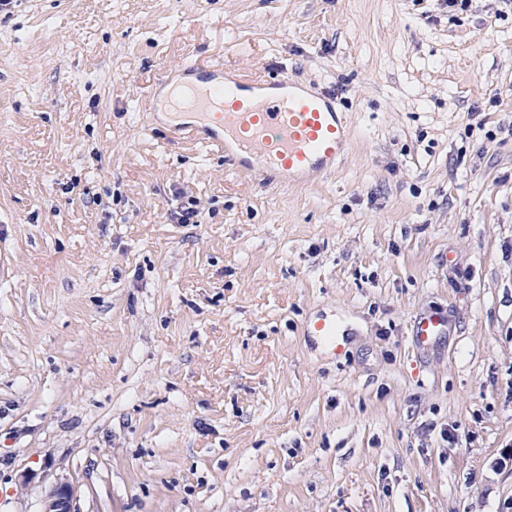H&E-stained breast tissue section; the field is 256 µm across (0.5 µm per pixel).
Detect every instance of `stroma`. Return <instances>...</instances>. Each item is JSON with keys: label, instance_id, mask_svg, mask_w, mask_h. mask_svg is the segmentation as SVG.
<instances>
[{"label": "stroma", "instance_id": "1", "mask_svg": "<svg viewBox=\"0 0 512 512\" xmlns=\"http://www.w3.org/2000/svg\"><path fill=\"white\" fill-rule=\"evenodd\" d=\"M203 59L333 91L344 156L284 186L179 139L157 99ZM57 481L75 512H512V8L0 11V512ZM447 329V320L439 312L422 316L415 324L413 339L416 345L423 346L431 342ZM314 331L316 336H320L326 344L327 354L335 358L336 355H340L343 351L344 342L341 341L337 336L336 323L330 320H322L318 322Z\"/></svg>", "mask_w": 512, "mask_h": 512}]
</instances>
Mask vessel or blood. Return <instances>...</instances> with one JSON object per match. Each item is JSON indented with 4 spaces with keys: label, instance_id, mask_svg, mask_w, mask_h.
<instances>
[{
    "label": "vessel or blood",
    "instance_id": "obj_1",
    "mask_svg": "<svg viewBox=\"0 0 512 512\" xmlns=\"http://www.w3.org/2000/svg\"><path fill=\"white\" fill-rule=\"evenodd\" d=\"M181 75V106L200 121L178 125V132L221 146L241 171L257 169L285 184L305 182L335 166L348 146L346 122L328 89L282 74L269 79L229 74L217 64L193 63ZM446 328L442 313L424 315L415 324L414 342L426 345ZM314 331L329 356L342 353L335 322L320 321Z\"/></svg>",
    "mask_w": 512,
    "mask_h": 512
}]
</instances>
